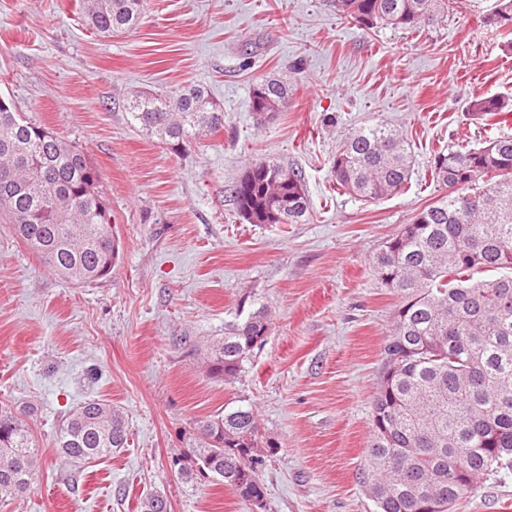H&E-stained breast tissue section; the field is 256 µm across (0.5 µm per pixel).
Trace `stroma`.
Here are the masks:
<instances>
[{
	"label": "stroma",
	"mask_w": 512,
	"mask_h": 512,
	"mask_svg": "<svg viewBox=\"0 0 512 512\" xmlns=\"http://www.w3.org/2000/svg\"><path fill=\"white\" fill-rule=\"evenodd\" d=\"M496 0H458L417 29H367L333 0H149L139 26L102 38L78 0H0V97L81 147L101 173L120 239L110 276L76 285L0 223V404L31 408L40 471L0 512H252L230 488L171 464L197 420L252 410L277 449L260 469L263 512H374L363 472L381 350L399 295L373 272L386 240L442 194L438 151L512 135L472 119L478 96L512 97V51L487 21ZM276 78L288 106L258 119L251 90ZM207 87L224 127L184 154L141 131L140 91ZM382 123L409 145L397 194L367 202L337 187L339 143ZM299 169L300 224H250L232 187L252 163ZM268 331L236 378L207 373L210 344L237 313ZM96 397L128 441L78 465L49 445L61 418ZM456 512H512V470Z\"/></svg>",
	"instance_id": "obj_1"
}]
</instances>
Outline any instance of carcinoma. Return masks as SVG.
Wrapping results in <instances>:
<instances>
[{
  "instance_id": "1",
  "label": "carcinoma",
  "mask_w": 512,
  "mask_h": 512,
  "mask_svg": "<svg viewBox=\"0 0 512 512\" xmlns=\"http://www.w3.org/2000/svg\"><path fill=\"white\" fill-rule=\"evenodd\" d=\"M456 0H335L337 14L367 28L430 25ZM86 26L110 38L139 25L146 0H80ZM288 84L262 80L252 89L259 118L288 105ZM129 112L171 151L224 127V110L206 87L174 95L135 94ZM476 120L512 116V99L479 96ZM405 141L382 123L359 128L332 159L343 190L367 200L401 191L411 174ZM433 180L448 190L386 241L374 261L381 282L400 295L381 352L398 369L382 373L374 395L364 483L376 512H421L414 494H430L448 512L479 480L512 469V136L480 148L438 153ZM241 217L265 224L282 204L283 224L308 210L302 172L261 159L233 186ZM0 223L57 275L91 282L112 272L117 256L112 211L100 174L82 148L28 121L12 103L0 107ZM492 276L476 280V273ZM268 329L265 307L224 327L212 343L208 371L238 375ZM259 425L238 408L198 421L172 464L215 478L262 508L265 487L255 454ZM127 427L112 404L89 399L52 436L67 460L88 463L126 446ZM40 441L21 413L0 405V499L25 493L40 467Z\"/></svg>"
}]
</instances>
